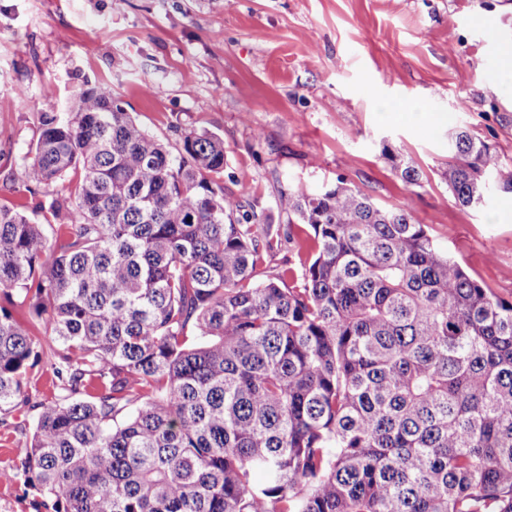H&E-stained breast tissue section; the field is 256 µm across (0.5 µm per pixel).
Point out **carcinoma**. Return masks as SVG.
Returning a JSON list of instances; mask_svg holds the SVG:
<instances>
[{"mask_svg": "<svg viewBox=\"0 0 512 512\" xmlns=\"http://www.w3.org/2000/svg\"><path fill=\"white\" fill-rule=\"evenodd\" d=\"M172 153L103 88L46 114L27 191L74 183L45 227L0 205V416L33 432L7 466L49 512H512V302L405 208L339 178L282 191L277 227L224 191V140ZM442 178L479 207L503 158L448 132ZM384 155L416 184L410 161ZM288 243L312 259L260 267ZM48 344L52 343L46 336L43 341L42 360L33 371V377L30 380V390L43 397H50L52 394V386L50 382L51 373L48 371L46 363L50 355Z\"/></svg>", "mask_w": 512, "mask_h": 512, "instance_id": "1", "label": "carcinoma"}]
</instances>
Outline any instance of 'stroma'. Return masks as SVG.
<instances>
[{
    "mask_svg": "<svg viewBox=\"0 0 512 512\" xmlns=\"http://www.w3.org/2000/svg\"><path fill=\"white\" fill-rule=\"evenodd\" d=\"M512 41V0H0V205L42 221L22 172L43 114L90 88L170 150L194 128L224 140V188L272 223L282 189L337 178L407 208L436 244L512 301V192L455 203L448 133L487 140L512 178V65L476 24ZM412 161L403 183L384 149ZM0 425V468L35 423Z\"/></svg>",
    "mask_w": 512,
    "mask_h": 512,
    "instance_id": "35a3bbf8",
    "label": "stroma"
}]
</instances>
